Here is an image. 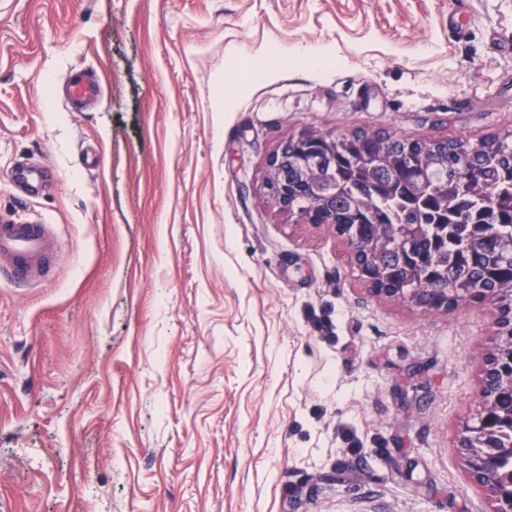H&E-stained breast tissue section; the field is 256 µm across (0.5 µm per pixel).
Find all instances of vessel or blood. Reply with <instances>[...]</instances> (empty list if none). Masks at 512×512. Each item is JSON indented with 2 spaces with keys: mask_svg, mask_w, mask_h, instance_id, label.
<instances>
[{
  "mask_svg": "<svg viewBox=\"0 0 512 512\" xmlns=\"http://www.w3.org/2000/svg\"><path fill=\"white\" fill-rule=\"evenodd\" d=\"M70 102L80 103L102 97L99 80L90 73L66 77ZM64 251L61 240L49 225L19 219L0 220V270L18 282L47 278Z\"/></svg>",
  "mask_w": 512,
  "mask_h": 512,
  "instance_id": "vessel-or-blood-1",
  "label": "vessel or blood"
}]
</instances>
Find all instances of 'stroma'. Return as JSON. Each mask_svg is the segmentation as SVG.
Returning <instances> with one entry per match:
<instances>
[{"label":"stroma","instance_id":"stroma-1","mask_svg":"<svg viewBox=\"0 0 512 512\" xmlns=\"http://www.w3.org/2000/svg\"><path fill=\"white\" fill-rule=\"evenodd\" d=\"M305 128L511 131L512 0H0V217L66 247L0 278V512H492L460 448L499 312L375 296L274 208ZM67 96L72 104L102 97L99 80L90 73H69L66 77Z\"/></svg>","mask_w":512,"mask_h":512}]
</instances>
